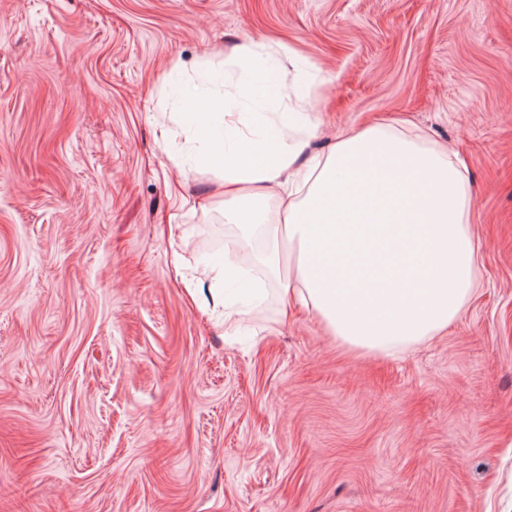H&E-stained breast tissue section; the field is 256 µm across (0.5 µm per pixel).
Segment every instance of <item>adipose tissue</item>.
<instances>
[{
  "instance_id": "1",
  "label": "adipose tissue",
  "mask_w": 512,
  "mask_h": 512,
  "mask_svg": "<svg viewBox=\"0 0 512 512\" xmlns=\"http://www.w3.org/2000/svg\"><path fill=\"white\" fill-rule=\"evenodd\" d=\"M244 96H287L284 61L236 48ZM206 165L224 173V221L251 232L265 223L270 190L287 186L288 247L263 263L282 282V306L312 311L351 346L393 353L447 329L470 296L478 245L468 226L473 194L454 157L390 124L340 135L329 154L305 156L304 141L271 128L236 136L235 112L182 90Z\"/></svg>"
}]
</instances>
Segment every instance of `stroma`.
Segmentation results:
<instances>
[{"instance_id": "1", "label": "stroma", "mask_w": 512, "mask_h": 512, "mask_svg": "<svg viewBox=\"0 0 512 512\" xmlns=\"http://www.w3.org/2000/svg\"><path fill=\"white\" fill-rule=\"evenodd\" d=\"M241 45L299 59L307 153L403 119L465 161L448 329L213 306L236 230L171 84L238 100ZM0 512H512V0H0Z\"/></svg>"}]
</instances>
